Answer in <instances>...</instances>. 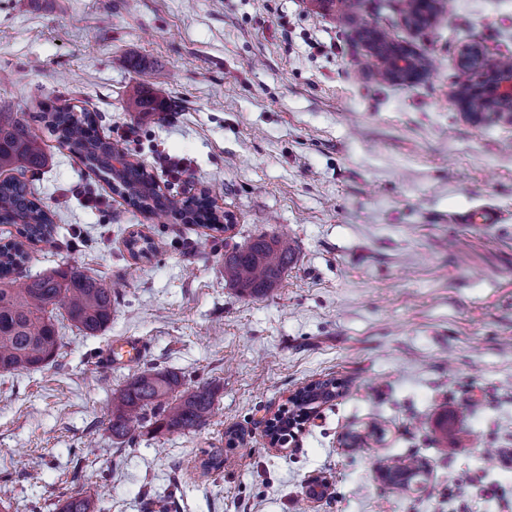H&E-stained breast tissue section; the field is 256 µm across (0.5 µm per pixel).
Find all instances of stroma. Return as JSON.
<instances>
[{
  "label": "stroma",
  "mask_w": 512,
  "mask_h": 512,
  "mask_svg": "<svg viewBox=\"0 0 512 512\" xmlns=\"http://www.w3.org/2000/svg\"><path fill=\"white\" fill-rule=\"evenodd\" d=\"M369 30L411 47L422 74L382 78ZM467 44L512 60V0H439L422 28L403 0L353 16L320 0H0V98L28 117L42 101L97 113L163 193L208 192L221 221L129 206L37 125L49 163L19 178L55 226L23 270L82 267L116 304L101 335L60 321L53 362L0 374L15 512H57L76 491L107 512H512V122L460 112ZM137 81L163 110L128 111ZM483 205L501 223H461ZM262 233L295 258L250 299L225 282L224 253ZM126 337L143 355L102 365ZM147 368L209 385L213 412L116 443L112 394ZM318 378L340 395L270 448L267 419ZM217 449L223 468L206 467ZM404 457L427 473L399 493L379 475ZM462 474L466 496L448 499Z\"/></svg>",
  "instance_id": "stroma-1"
}]
</instances>
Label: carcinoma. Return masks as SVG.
<instances>
[{
	"label": "carcinoma",
	"instance_id": "obj_1",
	"mask_svg": "<svg viewBox=\"0 0 512 512\" xmlns=\"http://www.w3.org/2000/svg\"><path fill=\"white\" fill-rule=\"evenodd\" d=\"M130 104L140 112H154L153 101L141 86L129 90ZM35 119L45 123L58 140L90 168L98 171L131 206L150 213L169 214L183 224L212 226L217 221L208 196L179 206L129 163L112 171L111 145L102 138L90 112L40 105ZM48 162L45 143L28 119L0 102V171H39ZM26 183L0 180V224L22 222L21 239L0 245V372L34 371L54 361L61 346L55 312L66 317L85 336H96L112 321V288L76 267L50 274L17 278L27 258L24 241L51 236L53 219L39 200L30 198ZM294 260V246L278 235L261 234L224 253V280L253 299L275 291ZM214 392L205 385L188 386L172 372L147 369L134 374L112 396L109 431L124 442L135 425L153 430L186 431L204 423L213 411ZM60 512H104L81 492L69 495Z\"/></svg>",
	"mask_w": 512,
	"mask_h": 512
}]
</instances>
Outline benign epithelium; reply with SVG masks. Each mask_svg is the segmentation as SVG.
<instances>
[{
  "label": "benign epithelium",
  "instance_id": "7a95c632",
  "mask_svg": "<svg viewBox=\"0 0 512 512\" xmlns=\"http://www.w3.org/2000/svg\"><path fill=\"white\" fill-rule=\"evenodd\" d=\"M383 72L390 79L410 83L416 73L406 67L408 52L390 42L378 47ZM460 68L464 82L457 93V99L464 111L472 114L470 97L479 94L496 102V116L512 120V67H504L489 58L479 47L466 45L460 53ZM336 393L334 385L325 379L311 381L289 395V402L297 405L305 402L309 405L322 404L332 400L326 392ZM283 421L281 415L274 416L268 422L266 439L269 447L278 448L283 443L281 434Z\"/></svg>",
  "mask_w": 512,
  "mask_h": 512
}]
</instances>
